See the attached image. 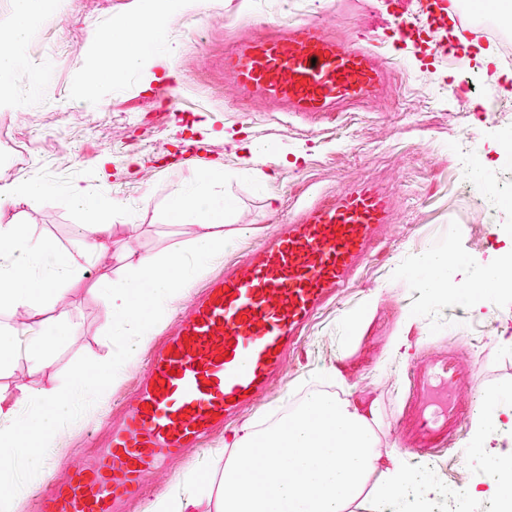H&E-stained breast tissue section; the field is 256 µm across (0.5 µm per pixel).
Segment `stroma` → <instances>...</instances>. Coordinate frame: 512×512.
Masks as SVG:
<instances>
[{
	"label": "stroma",
	"instance_id": "35a3bbf8",
	"mask_svg": "<svg viewBox=\"0 0 512 512\" xmlns=\"http://www.w3.org/2000/svg\"><path fill=\"white\" fill-rule=\"evenodd\" d=\"M137 0H65L63 11L49 18L41 33L20 48L23 63L15 72L14 91L20 107L0 108V170L11 182H40L47 191L30 202L0 207V224H18L34 235L54 240L60 255H77L80 240L71 234L84 225L85 212L68 199L73 184L87 186L91 166L101 155L111 158L108 181L116 204L108 218L113 246H121L127 227L139 225L141 251L161 256L188 249L192 226L166 219L177 187L193 172L178 158L187 143L201 144L209 164L224 170V190L234 209L224 219V232L234 244L209 260L186 288L153 314L148 336L115 331L101 302V275L117 280L119 266L103 267L94 258L81 259V271L66 297L69 332L61 336L50 361L40 367L16 356L0 371V387L17 384L55 387L72 406L49 437H35L24 423L38 409L20 398L15 438L29 448L49 449L38 467L26 461L0 470V499L11 512H36L34 495L46 483L62 484L70 476L74 456H91V436L105 428L108 411H119L136 388L157 335L168 329L210 276L241 253L274 233L289 217V205L305 187L335 189L347 182L379 180L397 200V222L386 246L362 269L358 281L339 305L324 309L302 337L283 382L240 424L262 429L314 392L373 408L372 426L381 453L396 449L409 472L435 464L438 480L448 487H473L495 477L492 450L481 460L469 453L472 427H465L446 451L423 458L403 450L396 414L407 395L405 370L430 353L453 351L480 368L484 386L512 389V347L500 344L501 332L512 334V295L487 297L482 314L445 296L429 297L418 283L403 276L419 255L448 249L472 253L476 260L493 255L498 244L491 224L470 221L472 199L459 186L464 155L456 140L461 127L474 134L472 148L490 167L507 164L501 151L503 129L480 112L475 98L460 101L449 90L462 76L486 87L504 89L498 69L481 72L475 61L464 70L418 50L386 49L393 58V79L375 106L347 113L336 125L311 127L294 118L268 112H240L220 70L224 39L247 24L285 23L293 17L334 19L347 29L361 27L382 33L390 16L376 11L350 13L340 0H205L202 12L188 14L166 32L173 59H159L153 77L129 70L118 82H105L95 100L80 97L77 77L85 63L86 45L113 22L132 15ZM181 79L184 96L194 102L189 112L163 117L154 134L143 129L152 115L155 92L171 74ZM42 76L43 89L31 95L32 77ZM257 147L253 172L241 170L243 145ZM288 152V164L270 163V155ZM361 321L349 325L348 317ZM405 338L408 352L393 342ZM124 357L120 371L100 396H82L74 374L104 370L114 357ZM232 454L229 432L216 433L209 448L190 450L147 481L152 496L135 512H153L163 499L188 492V478H205L212 495L196 512H220L224 469Z\"/></svg>",
	"mask_w": 512,
	"mask_h": 512
}]
</instances>
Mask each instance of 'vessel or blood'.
<instances>
[{"instance_id": "b4317fda", "label": "vessel or blood", "mask_w": 512, "mask_h": 512, "mask_svg": "<svg viewBox=\"0 0 512 512\" xmlns=\"http://www.w3.org/2000/svg\"><path fill=\"white\" fill-rule=\"evenodd\" d=\"M393 30L433 56L462 57L473 36L456 0H413ZM224 83L249 112H285L324 125L368 108L391 79L372 37L308 18L234 36ZM396 208L379 183L316 189L273 237L210 280L174 334L151 355L148 375L91 462L40 503V512H130L147 497V474L248 408L281 376L288 351L319 311L374 257ZM400 431L420 454L443 445L473 411L476 365L455 353L412 365Z\"/></svg>"}]
</instances>
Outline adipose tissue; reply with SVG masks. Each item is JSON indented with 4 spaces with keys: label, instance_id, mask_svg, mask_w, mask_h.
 I'll return each instance as SVG.
<instances>
[{
    "label": "adipose tissue",
    "instance_id": "adipose-tissue-1",
    "mask_svg": "<svg viewBox=\"0 0 512 512\" xmlns=\"http://www.w3.org/2000/svg\"><path fill=\"white\" fill-rule=\"evenodd\" d=\"M202 0H138L132 16L116 21L91 43L90 60L79 73L83 98H94L107 74L131 68L150 71L153 60L169 54L166 29L179 17L199 11ZM62 0H14L6 35L11 42L24 43L40 29L50 12L60 11ZM75 206L92 211L85 226L82 253L120 264L123 277L104 280L102 303L115 327L133 336L149 335L151 327L141 316L136 302L148 298L161 307L176 285L189 281L210 258L231 246L224 235V217L233 200L224 192V178L217 169L196 173L173 195L167 217L193 226L192 260L180 251L156 258L141 252L137 225H129L127 241L113 248L105 216L112 210L111 199L90 195L82 185L70 189ZM413 266L426 293L452 294L464 299L472 311H480L481 300L500 294V276L512 268V237L479 268L486 283L473 289L467 277L468 264L451 260L447 250H432L417 257ZM76 261L63 258L51 240L33 237L19 225L0 224V308L17 316L9 330L0 331V365L15 351L18 335H27L28 361L46 364L60 328L68 322L65 296L79 273ZM51 292L57 306L55 317H45L43 294ZM20 394L47 409L38 419L42 432H51L68 411L56 389L21 385ZM16 393V394H19ZM16 394L0 389V457H22L29 464L39 461L37 451L14 444V402ZM486 413L475 433L477 447L495 445L499 480L473 488L472 497L494 498L512 505V393L497 391L489 396ZM371 410L349 401L341 402L325 393L310 394L293 414L262 431L241 427L234 434V455L225 469L230 487L224 495L223 512H346L363 493L368 478L385 469L387 479L379 488L383 499L430 500L434 488L424 484L412 491V476L397 455L381 456L372 434ZM286 451L288 473L279 476L254 452L256 445Z\"/></svg>",
    "mask_w": 512,
    "mask_h": 512
}]
</instances>
